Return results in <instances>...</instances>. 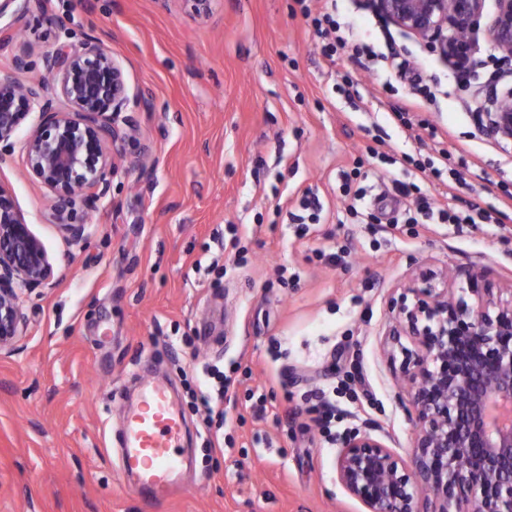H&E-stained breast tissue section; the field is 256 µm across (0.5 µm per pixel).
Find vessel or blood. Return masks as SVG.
Segmentation results:
<instances>
[{
  "mask_svg": "<svg viewBox=\"0 0 512 512\" xmlns=\"http://www.w3.org/2000/svg\"><path fill=\"white\" fill-rule=\"evenodd\" d=\"M185 420L169 387L152 382L131 404L122 435L121 469L151 502L171 495L183 461L176 452Z\"/></svg>",
  "mask_w": 512,
  "mask_h": 512,
  "instance_id": "obj_1",
  "label": "vessel or blood"
}]
</instances>
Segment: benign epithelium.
Listing matches in <instances>:
<instances>
[{
	"mask_svg": "<svg viewBox=\"0 0 512 512\" xmlns=\"http://www.w3.org/2000/svg\"><path fill=\"white\" fill-rule=\"evenodd\" d=\"M388 22L425 41L458 71L473 64L478 33L487 34L512 65V0H367ZM40 0H0V31H10ZM45 78L23 84L28 55L0 66V146L33 113L23 143L28 171L53 194V219L72 244L86 240L89 210L118 169L107 145L135 141L126 116L144 101L129 93L112 50L90 37L75 51L59 43L43 55ZM67 105L62 111L56 99ZM487 135L512 146V87L485 98ZM54 267L13 195L0 184V351H11L27 326L21 291L52 281ZM454 277L472 284L474 305L454 297L448 276L418 272L407 291L415 302L391 300L398 319L388 339L401 348L410 382L414 438L411 463L383 438L355 433L336 455V478L363 512H512V282L488 279L476 266Z\"/></svg>",
	"mask_w": 512,
	"mask_h": 512,
	"instance_id": "7a95c632",
	"label": "benign epithelium"
}]
</instances>
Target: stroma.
<instances>
[{
    "label": "stroma",
    "instance_id": "1",
    "mask_svg": "<svg viewBox=\"0 0 512 512\" xmlns=\"http://www.w3.org/2000/svg\"><path fill=\"white\" fill-rule=\"evenodd\" d=\"M0 40V66L19 52L22 80L43 73L42 54L65 25L80 48L96 36L120 63L137 139L148 147L119 171L89 213L90 234L68 243L50 215L51 193L27 172L23 142L0 162L31 231L54 260L47 286L23 291L27 327L0 354V512H362L336 481L337 449L307 409L317 390L336 389V437L366 430L412 456V408L390 360L388 301L416 272L478 265L512 278V209L499 223L369 224L349 214L342 173L360 170L373 192L420 180L413 167L379 171L370 149L465 164L455 192L421 180L438 201L465 207L512 192V152L481 130L483 92L504 85L496 49L480 38V83L458 87L428 45L385 21L366 0L345 10L368 20L378 45L394 41L426 67L444 94L432 118L445 140L387 118V75L365 74L352 97L336 93L345 55L327 58L323 38L295 0H216L201 18L180 0H43ZM322 211L296 233L299 200ZM238 247H222L225 227ZM248 262L236 265L238 250ZM341 252L333 263L317 251ZM238 361L235 384L213 422L195 369ZM171 384L193 436L180 488L154 505L118 469L126 406L147 377ZM266 398L256 415L251 394Z\"/></svg>",
    "mask_w": 512,
    "mask_h": 512
}]
</instances>
